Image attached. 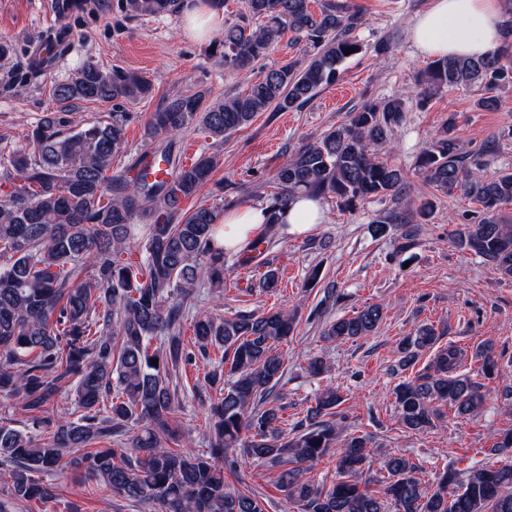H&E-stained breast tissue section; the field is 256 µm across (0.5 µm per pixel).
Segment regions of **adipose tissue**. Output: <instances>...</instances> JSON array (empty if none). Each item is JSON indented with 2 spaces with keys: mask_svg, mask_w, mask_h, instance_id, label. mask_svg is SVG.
<instances>
[{
  "mask_svg": "<svg viewBox=\"0 0 512 512\" xmlns=\"http://www.w3.org/2000/svg\"><path fill=\"white\" fill-rule=\"evenodd\" d=\"M182 33L192 38H209L224 27V12L211 0H183ZM502 0H430V6L410 29L417 52L432 58L498 55L504 48ZM267 209L262 205L227 210L221 238L224 249L236 252L265 229ZM320 201L302 196L291 201L281 216L291 235L311 232L322 223Z\"/></svg>",
  "mask_w": 512,
  "mask_h": 512,
  "instance_id": "obj_1",
  "label": "adipose tissue"
}]
</instances>
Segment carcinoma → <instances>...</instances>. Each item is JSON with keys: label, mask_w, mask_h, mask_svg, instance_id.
<instances>
[{"label": "carcinoma", "mask_w": 512, "mask_h": 512, "mask_svg": "<svg viewBox=\"0 0 512 512\" xmlns=\"http://www.w3.org/2000/svg\"><path fill=\"white\" fill-rule=\"evenodd\" d=\"M135 15H170L177 0H125ZM361 15L349 0H244L243 12L224 25L217 47L224 73L238 75L269 54L287 32L314 49L303 63L270 68L243 94L206 102L197 91L167 99L150 116L147 135L169 137L144 152L124 172L112 161L124 153L129 112L71 125L66 112H48L26 135V149L10 155L0 174V397L20 402L33 428L0 424V480L9 501H47L54 486L39 475L65 466L132 505L160 512H264L255 494L232 492L224 469L240 462L290 465L278 483L300 512H512V464L445 469L430 487L417 466L389 455L379 474L363 479L371 437L339 439L336 416L343 399L333 389L315 398L292 430L281 428V396L275 393L285 366L277 345L294 335L298 321L286 310L239 311L229 317L190 315L197 289L224 287L226 253L218 244L224 209L183 208L211 180L215 155L191 164L180 160L170 139L196 120L222 140L246 127L260 112L303 107L334 82L342 63L362 51L353 32ZM350 55H345V52ZM479 84L488 90L512 85V66L502 56L443 57L417 80L418 92L401 91L363 104L347 120L305 138L274 175L277 192L268 204L265 232L279 225V213L299 195L335 201L342 211L368 197H386L395 207L374 220L381 235L389 224H423L433 203L408 198L411 184L382 151L407 105L422 110L443 90ZM153 84L134 72L105 70L87 61L55 85V100L78 103L139 102ZM487 151L462 150L453 118L420 150L416 170L436 191L455 192L478 205L452 231L455 246L491 263L512 281V171L488 179L481 174ZM164 170V177L154 172ZM147 220L146 257L136 258V227ZM193 323V345L183 324ZM383 307L373 304L329 322L323 336L348 342L375 332ZM438 341L431 325L402 339L393 372L412 368L422 351ZM224 349L228 372L205 377L219 390L208 406L209 451L174 452L170 422L182 409L170 389L172 372L209 348ZM462 351L438 348L429 368L394 388L402 425L411 432L431 429L440 406L458 416L481 412L487 395L469 374L458 373ZM481 372L500 371L492 342L476 352ZM158 360V365L151 364ZM229 379H224V375ZM75 384L78 417L60 415L54 403ZM336 449V476L317 484L305 471ZM512 452V430L496 435L491 455ZM375 484L377 490L367 486Z\"/></svg>", "instance_id": "carcinoma-1"}]
</instances>
